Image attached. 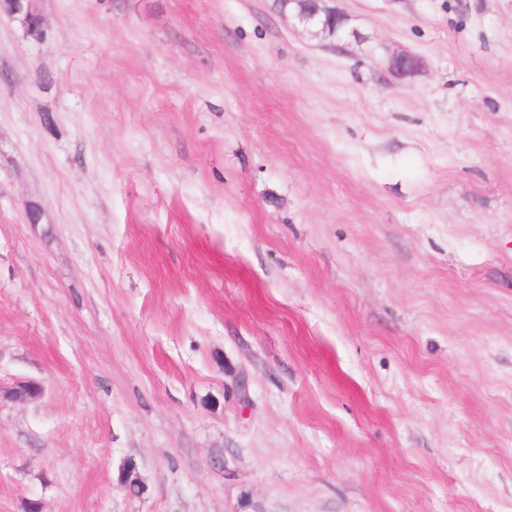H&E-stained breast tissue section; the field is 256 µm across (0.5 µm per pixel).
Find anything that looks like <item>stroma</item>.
I'll use <instances>...</instances> for the list:
<instances>
[{
    "instance_id": "1",
    "label": "stroma",
    "mask_w": 512,
    "mask_h": 512,
    "mask_svg": "<svg viewBox=\"0 0 512 512\" xmlns=\"http://www.w3.org/2000/svg\"><path fill=\"white\" fill-rule=\"evenodd\" d=\"M333 4L0 14V512H512V0ZM313 1H316L321 6L317 5L316 9L313 11H307L303 14L293 15L299 24L303 25L304 28L313 35H317L319 32H327V19L330 20L333 28L336 29V34L343 30L344 25L338 26L336 28V20L344 22V17L340 12L336 10V8L327 5V2H330L331 0ZM316 27L318 28L317 31L315 29Z\"/></svg>"
}]
</instances>
